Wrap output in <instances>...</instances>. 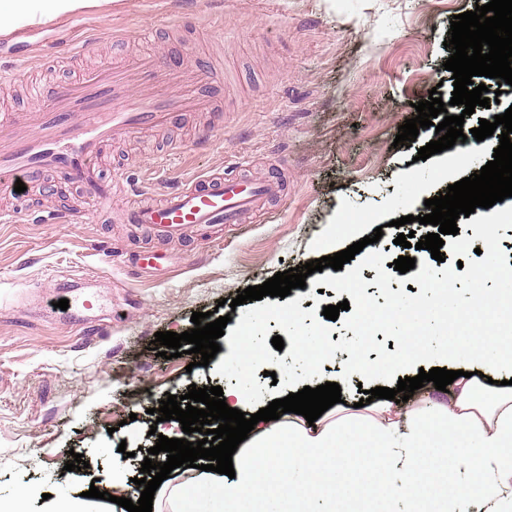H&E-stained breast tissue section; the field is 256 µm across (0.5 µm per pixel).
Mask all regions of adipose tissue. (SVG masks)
<instances>
[{
	"label": "adipose tissue",
	"instance_id": "obj_1",
	"mask_svg": "<svg viewBox=\"0 0 512 512\" xmlns=\"http://www.w3.org/2000/svg\"><path fill=\"white\" fill-rule=\"evenodd\" d=\"M100 0H0V34L46 26L61 17L99 6ZM450 403L428 401L411 413L394 401L381 400L364 411L336 405L314 423L285 413L259 422L232 456L234 476L194 468L178 480H164L155 492L152 512H249L260 470L275 476L277 493L266 498L260 512H336L335 494L325 492L315 477L321 461H336V450L353 427L367 438L366 463L377 474L388 512H416L414 477L424 443L446 448L455 462L449 512H497L512 500V387L499 389L492 403L472 396L474 380L460 378ZM456 430L448 441L442 427ZM481 463L479 481L470 475L472 459Z\"/></svg>",
	"mask_w": 512,
	"mask_h": 512
}]
</instances>
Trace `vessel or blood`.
Masks as SVG:
<instances>
[{"label":"vessel or blood","mask_w":512,"mask_h":512,"mask_svg":"<svg viewBox=\"0 0 512 512\" xmlns=\"http://www.w3.org/2000/svg\"><path fill=\"white\" fill-rule=\"evenodd\" d=\"M215 80L209 66L189 72L154 55H127L83 73L75 83L34 93L27 111L0 117V193L55 173L81 185L97 203L110 201L120 187L105 183L94 164L103 146L121 136L166 129L189 112L212 111L209 89ZM281 192L280 181L273 179L212 175L159 198L138 195L123 221L177 237L194 226L238 224L246 214L260 215Z\"/></svg>","instance_id":"vessel-or-blood-1"}]
</instances>
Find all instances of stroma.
Listing matches in <instances>:
<instances>
[{"instance_id": "35a3bbf8", "label": "stroma", "mask_w": 512, "mask_h": 512, "mask_svg": "<svg viewBox=\"0 0 512 512\" xmlns=\"http://www.w3.org/2000/svg\"><path fill=\"white\" fill-rule=\"evenodd\" d=\"M475 2L194 0L195 25L178 35L189 68L208 58L230 72L220 111L186 114L166 138L114 140L100 169L158 197L188 177L234 176L225 158L235 154L249 174L284 184L258 221L161 240L121 223L120 199L114 215L97 220L94 201L55 175L28 198L0 196V208L14 212L0 222V498L22 512H54L56 496L80 495L95 479L111 485L115 448L138 452L157 435H176V421L152 415L165 395L227 383L193 355L160 357L156 332L193 329L192 314L211 310L240 321L243 307L228 301L247 287L418 215L425 197L490 161L486 148L463 162L451 149L419 160L431 131L406 147L394 143L402 114L450 80V21ZM176 15L168 0H108L22 40L0 34V73L22 63L45 86L74 81L112 64L120 29L138 31L132 51L162 57ZM83 35L92 51L72 56ZM203 124L213 139L200 149ZM175 147L179 156L160 168ZM44 208L71 210L74 221H40L35 212ZM150 254L156 267L140 268ZM76 276L84 288L69 287ZM87 292L99 299L90 310ZM74 450L87 463L78 472L64 468ZM364 454L354 448L323 471L325 483L345 488L338 512H378Z\"/></svg>"}]
</instances>
